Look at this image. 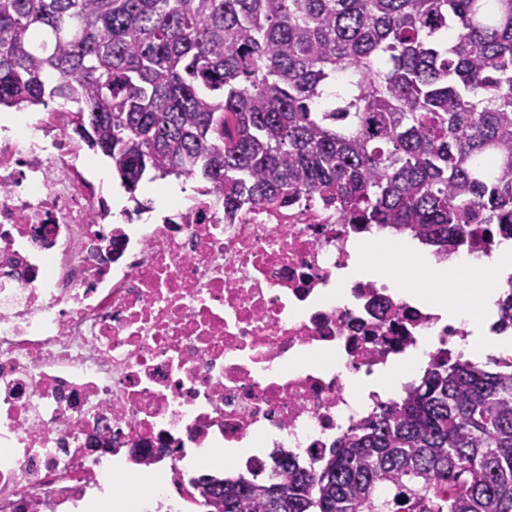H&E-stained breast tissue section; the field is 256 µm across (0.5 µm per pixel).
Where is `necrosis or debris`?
Masks as SVG:
<instances>
[{
    "label": "necrosis or debris",
    "mask_w": 512,
    "mask_h": 512,
    "mask_svg": "<svg viewBox=\"0 0 512 512\" xmlns=\"http://www.w3.org/2000/svg\"><path fill=\"white\" fill-rule=\"evenodd\" d=\"M52 106L0 121V512H61L152 469L163 500L195 450L273 434L320 463L344 415L413 352L467 339L428 301L377 286L358 242L375 224L299 200L224 220L213 193L176 224L118 226Z\"/></svg>",
    "instance_id": "obj_1"
}]
</instances>
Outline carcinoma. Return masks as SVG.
Wrapping results in <instances>:
<instances>
[{
    "instance_id": "cac0c4a2",
    "label": "carcinoma",
    "mask_w": 512,
    "mask_h": 512,
    "mask_svg": "<svg viewBox=\"0 0 512 512\" xmlns=\"http://www.w3.org/2000/svg\"><path fill=\"white\" fill-rule=\"evenodd\" d=\"M55 102L131 194L199 174L229 222L308 194L441 255L512 239V0H0V106ZM208 478L205 512H512V362L441 354L318 468Z\"/></svg>"
}]
</instances>
